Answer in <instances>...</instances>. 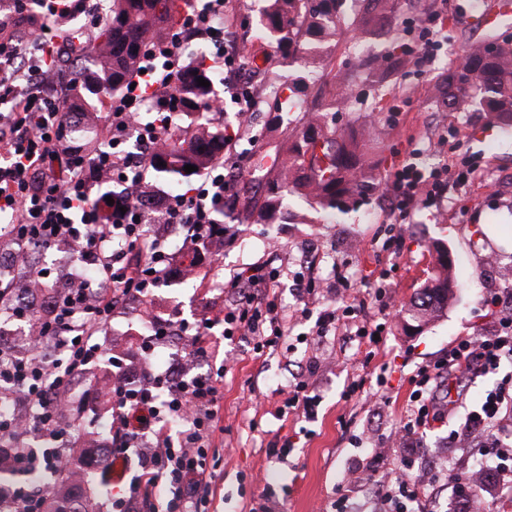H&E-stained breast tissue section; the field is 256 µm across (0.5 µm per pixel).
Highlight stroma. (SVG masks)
<instances>
[{"label":"stroma","instance_id":"35a3bbf8","mask_svg":"<svg viewBox=\"0 0 512 512\" xmlns=\"http://www.w3.org/2000/svg\"><path fill=\"white\" fill-rule=\"evenodd\" d=\"M235 22L231 36L245 73H259L254 84L260 99L256 112L241 118L239 107L225 88L217 94L224 110L211 113V121L227 130L246 125L250 136L237 146L243 160L234 175L238 189H256L262 173L261 157L284 153V125L273 121L269 106L281 87L287 85L290 68L274 56L260 39L257 20L264 0H233ZM429 5L446 4L443 15L445 43L427 61L398 75L393 83L376 91L360 87V98L351 110L337 113L340 128L375 130L383 149L374 158L378 175H386L393 164L409 157L412 149L423 152L425 169L450 163L448 146L439 140L455 135L469 158L480 165L485 176L481 186L449 188L440 202L418 211L407 224L390 223L382 193H374L354 209L327 217L315 224H243L238 209L224 213V249L217 263L199 259V273L191 279H176L156 288L153 295L130 302L125 315L108 329L113 357L124 363L156 365L158 351L143 352L142 341L158 319L187 320L210 317L223 311L227 299L224 281L253 264L275 257L289 274L275 291L282 307L294 311L302 295L292 275L306 256H314L315 271L324 279L340 274L351 279L366 275L378 278L387 271L392 284L386 305L374 295L365 297V314L386 318L387 330L370 367H363V354L349 327L337 329L323 339L310 338L311 322L297 323L277 352L257 356L246 340L225 343L220 328H213L208 346L220 345L224 356L205 358L193 365L194 372L224 370L223 454L218 464L224 477L216 485L205 512H250L253 498L262 490L274 493L280 512H325L339 497H346L347 512H375L371 482H393L406 458L437 459L446 470L448 482L469 472L473 463L468 448H450L445 443L448 418L459 419L466 406L476 405L487 380H461L447 374L438 381L439 407L444 420L434 422L419 441L393 443L412 388L409 378L423 364L434 363L461 336L491 330L499 315L491 297L512 291V282L498 281L495 266L512 267V248L491 243L486 225L512 226V131H504L473 112L448 111L437 92L442 78L451 70L460 47L512 37V15L500 23L478 29L472 23L477 4L492 0H427ZM350 40L337 38L335 46L311 67L308 103L329 95L335 75L357 69ZM402 240L399 251L387 250L390 236ZM448 246L457 259V296L447 311L422 333H406L401 324L403 306L432 275L429 243ZM315 363L312 378L320 404L317 416L308 421L296 415L276 419L279 392L287 388L293 373L306 363ZM385 367L387 382L373 398L364 393L348 394V387L370 375L371 367ZM254 380L256 398L243 391L246 380ZM289 439L294 448L286 463L267 455L271 441Z\"/></svg>","mask_w":512,"mask_h":512}]
</instances>
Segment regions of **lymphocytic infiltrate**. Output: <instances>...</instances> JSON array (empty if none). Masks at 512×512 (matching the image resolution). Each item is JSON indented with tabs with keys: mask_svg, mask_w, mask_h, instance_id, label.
I'll return each mask as SVG.
<instances>
[{
	"mask_svg": "<svg viewBox=\"0 0 512 512\" xmlns=\"http://www.w3.org/2000/svg\"><path fill=\"white\" fill-rule=\"evenodd\" d=\"M86 16L99 27L105 11L99 0H13L0 15V214H10L0 225V239L48 250L73 246L77 260L91 266V280L74 288L47 294L41 315L34 322V349L23 352L0 345V393L20 397L31 413L27 433L45 442L44 450L25 448L14 460L15 469L53 466L64 449L74 447L61 424V399L83 384L86 374L103 356L100 336L112 320L135 299L151 295L162 282L188 273L177 263L166 240L147 235L148 224H180L186 228L183 245L198 254L223 241L219 219L225 206L238 200L234 181L225 166H237L236 149L247 131L237 128L224 140V157L213 162L201 177L176 195L156 193L146 173L153 146L171 129L176 114L171 107L175 87L187 69L189 41L209 42L212 69L223 73L241 111L258 107L257 92L241 83L240 55L230 39L231 0H185L168 39L150 44L143 57L136 86L111 103L107 124L94 151H83L69 138L71 122L65 111L77 83L67 80L57 66L69 51L67 24ZM36 32H28L30 24ZM135 135L136 151H127L124 138ZM64 168L65 179L55 171ZM447 170L424 172L410 160L388 171L393 223L404 224L421 207L444 195ZM120 191L105 196L113 182ZM123 254H116L115 243ZM282 267L266 260L233 275L224 284L230 305L212 320L159 322L142 343L143 350L174 337L187 343L172 364L161 372L119 366L110 387L112 399V455L125 457L136 449L141 473L130 482L118 505L134 512L142 493L165 482L173 494L166 512H200L214 492L217 473L208 464L217 433L224 430L223 373L191 375L185 360L206 356L211 326L250 340L257 354L275 351L291 329L288 315L274 289ZM43 275L29 256L15 262L12 278L0 288V313L15 321L27 319L29 304L16 302L14 291L43 288ZM358 306L342 303L312 315L310 308L297 317L314 318L315 333L328 335L337 324L357 317ZM354 332L359 344L374 345L380 324L358 319ZM512 311H501L494 329L481 336L459 338L447 355L418 368L411 382L415 389L401 420L399 440H416L426 427L442 417L435 390L437 380L453 371L469 376H491L495 382L474 409L448 431L447 444L482 448L494 464L496 487L512 490ZM180 424L171 434L168 424ZM406 475L393 488L377 491L391 512H424L433 500V482Z\"/></svg>",
	"mask_w": 512,
	"mask_h": 512,
	"instance_id": "obj_1",
	"label": "lymphocytic infiltrate"
}]
</instances>
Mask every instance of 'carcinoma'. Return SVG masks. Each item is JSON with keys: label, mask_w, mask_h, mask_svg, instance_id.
Masks as SVG:
<instances>
[{"label": "carcinoma", "mask_w": 512, "mask_h": 512, "mask_svg": "<svg viewBox=\"0 0 512 512\" xmlns=\"http://www.w3.org/2000/svg\"><path fill=\"white\" fill-rule=\"evenodd\" d=\"M363 14L352 20L337 11V0H269L260 19L269 46L288 61L299 75L288 83L297 98L304 97L309 60L322 55L330 41L348 35L362 43L392 33L396 0H363ZM179 8L178 0H112V8L97 30L72 32L79 40L76 51L86 44L94 67V85L88 96L78 95L68 109L86 117L104 110L120 96L138 72L141 55L148 44L163 38L167 24ZM407 64V57L390 50L362 79L380 89L389 86ZM204 78L209 87L198 85ZM215 73L196 63L184 73L175 89L177 112L190 119L189 126L177 128L153 161L161 177L184 183L221 156L225 134L215 131L196 116L201 104L213 97ZM353 83L345 82L338 92L315 105L297 121L288 135L284 155L264 168L260 194L253 195L251 213L263 224H281L293 217L290 197L298 194L315 211L334 213L353 205L361 195L378 188L379 180L369 156L378 140L363 131L336 128V109L353 100ZM448 109L465 112L474 106L491 120L512 127V41L497 43L496 53L487 44L465 47L448 73L445 90ZM163 165H158V162ZM434 284L419 291L404 309L406 329L420 331L448 307L457 283L455 258L443 244L432 246ZM105 461L101 449L73 448L62 460L54 484L48 490L46 512H101L99 502L84 489L85 477Z\"/></svg>", "instance_id": "1"}]
</instances>
